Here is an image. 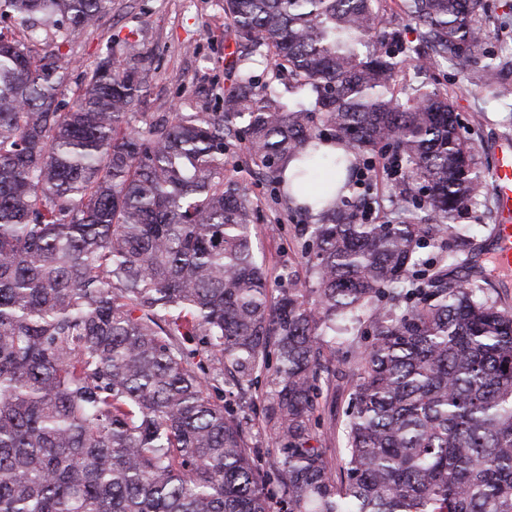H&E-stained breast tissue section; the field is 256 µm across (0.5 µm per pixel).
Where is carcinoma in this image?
Returning <instances> with one entry per match:
<instances>
[{
    "mask_svg": "<svg viewBox=\"0 0 512 512\" xmlns=\"http://www.w3.org/2000/svg\"><path fill=\"white\" fill-rule=\"evenodd\" d=\"M110 3L0 0V20L67 43ZM219 6L221 107L139 125L138 41L68 107L67 55L0 32V512H512V312L448 243L483 177L448 95L420 81L484 55L483 0H401L417 45L383 29L382 0ZM256 56L289 97L254 79ZM361 155L403 168L385 224L338 186ZM244 172L318 209L314 287L271 280ZM338 351L336 477L311 441ZM226 372L266 381L267 465L221 400Z\"/></svg>",
    "mask_w": 512,
    "mask_h": 512,
    "instance_id": "1",
    "label": "carcinoma"
}]
</instances>
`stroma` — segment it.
Wrapping results in <instances>:
<instances>
[{"label":"stroma","mask_w":512,"mask_h":512,"mask_svg":"<svg viewBox=\"0 0 512 512\" xmlns=\"http://www.w3.org/2000/svg\"><path fill=\"white\" fill-rule=\"evenodd\" d=\"M484 3L485 27L490 34L485 49L496 55L497 72L482 75L451 62L430 67L427 78L431 87L447 91L459 117L461 134L479 146L478 165L489 184L496 145L512 140V99L498 100L488 91L492 81L512 82V0ZM130 34L140 42L143 52L145 91L134 107L136 114L158 116L173 111L182 100L203 112L219 106L224 87V13L218 0H112L96 27L83 31L64 47L73 60L65 100H72L73 89L98 58L108 49L117 48L119 39ZM249 188L260 209L256 242L266 257L270 275H278L286 267L303 270L306 260L300 237L306 217H275L268 186L253 178ZM458 221L471 227L466 238L474 247L476 270L487 277L490 295L512 310V279H502L490 256L497 222L492 190L488 188L482 197L468 203ZM265 392L261 384L244 391L229 382L223 385L225 401L242 406L251 446L262 458L272 448L260 423ZM348 401V387L341 376L320 397L324 425L317 431L318 443L338 459L344 453L341 434L329 430L328 424L344 422Z\"/></svg>","instance_id":"stroma-1"}]
</instances>
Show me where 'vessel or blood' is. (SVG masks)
Listing matches in <instances>:
<instances>
[{
    "label": "vessel or blood",
    "mask_w": 512,
    "mask_h": 512,
    "mask_svg": "<svg viewBox=\"0 0 512 512\" xmlns=\"http://www.w3.org/2000/svg\"><path fill=\"white\" fill-rule=\"evenodd\" d=\"M493 191L497 206L494 252L496 268L512 272V143L502 142L495 154Z\"/></svg>",
    "instance_id": "obj_1"
}]
</instances>
